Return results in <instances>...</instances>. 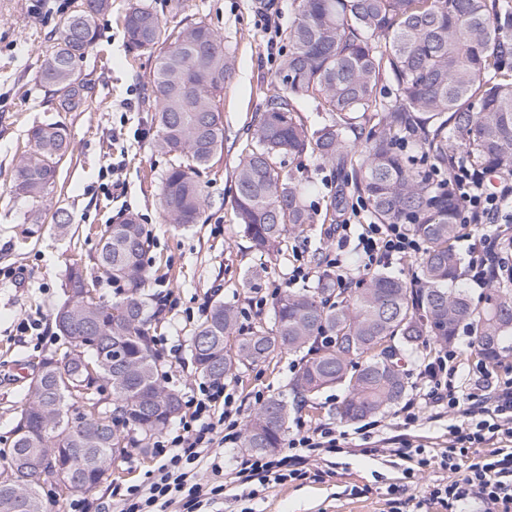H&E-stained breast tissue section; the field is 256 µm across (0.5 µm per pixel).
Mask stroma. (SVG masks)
I'll return each mask as SVG.
<instances>
[{
	"mask_svg": "<svg viewBox=\"0 0 512 512\" xmlns=\"http://www.w3.org/2000/svg\"><path fill=\"white\" fill-rule=\"evenodd\" d=\"M80 0H0V448L9 446L14 418L25 401L29 375L41 357L65 349L53 312L64 299L63 275L72 260L93 267L99 231L118 223L126 213H138L149 233L145 262L152 275L144 291L150 297L168 294L171 304L157 314L149 333L164 359L167 386L189 396L200 381L189 358L195 326L213 301L235 306L241 330L256 325L271 327L273 307L284 291L305 289V282H290L296 262L322 273L335 258V225L309 224L291 235L282 252L268 255L251 248L236 224L231 200L234 169L249 135L251 118L271 89L285 40L268 48L267 21L286 31L294 19V0H185L183 15L170 9L171 0H146L171 31L181 17L205 18L235 55L236 72L226 85L220 109L224 121V152L204 175L209 204L200 223L177 227L165 223L160 209V181L168 158L154 151L155 128L142 100L150 90L155 60L133 57L126 46L120 18L132 0H112V10L99 17V39L82 64V75L94 87L93 104L82 112H62L38 79L41 60L58 36L60 20ZM45 121L64 123L71 135L72 153L60 164L53 194L44 204L68 208L72 223L67 232L51 224L30 225V207L16 198L12 185L21 154L28 149L27 131ZM122 162L119 180L106 168ZM282 167L302 180L310 201L324 205L334 191H343L342 218H351L362 203L343 175L311 157L284 158ZM266 273L256 284H246L253 268ZM263 306H256V299ZM39 320L47 338L38 341L23 329ZM298 356L276 353L264 363L240 367L227 383L236 393L241 417H248L256 395L283 396L291 408L290 424L316 426L334 423L346 431L344 452H320L308 461V478L258 488L252 495L226 494L202 505L201 512H392L389 485H403L404 496H423L441 469L432 467L403 480L404 461L389 454L392 438L431 453L446 448L454 427L472 423L460 411L440 419L421 418L404 425L393 411L377 420L341 421L337 407L345 397L341 386L322 390L313 401L294 399L290 383ZM25 368L27 377L15 375ZM156 467L153 456L132 448L119 457L112 477L87 492V512H119L130 486L145 481Z\"/></svg>",
	"mask_w": 512,
	"mask_h": 512,
	"instance_id": "stroma-1",
	"label": "stroma"
}]
</instances>
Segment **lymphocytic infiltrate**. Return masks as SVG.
I'll return each instance as SVG.
<instances>
[{"label":"lymphocytic infiltrate","mask_w":512,"mask_h":512,"mask_svg":"<svg viewBox=\"0 0 512 512\" xmlns=\"http://www.w3.org/2000/svg\"><path fill=\"white\" fill-rule=\"evenodd\" d=\"M450 189L461 205L460 223H512V178L496 186L462 166L456 169ZM341 230V243L353 244L363 272L390 267L425 250L423 242L403 224H367L357 234L345 224ZM457 356L454 348L438 349L418 373L421 388L398 412L407 425L415 423L421 411L463 405L477 418L470 427L457 430L452 443L441 451L436 463L447 476L414 502L413 512H424L432 504L446 512H464L473 503L479 505L480 512H512V379L473 392L455 378ZM186 407L188 414L178 427L160 435L153 444V453L160 460L158 468L147 483L128 488L120 512H166L175 503L183 512H198L203 501L218 499L230 489L254 482L263 485L298 480L306 475L308 454L336 452L346 439L345 433L330 423L300 427L288 441L289 455H253L228 470L216 448L238 438L240 408L233 391L219 380L200 383ZM490 441L494 449L471 457L472 448ZM203 468L211 469L214 483L198 482L197 472Z\"/></svg>","instance_id":"1"}]
</instances>
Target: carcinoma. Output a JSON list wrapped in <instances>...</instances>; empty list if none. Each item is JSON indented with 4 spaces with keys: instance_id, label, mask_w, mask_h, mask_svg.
Listing matches in <instances>:
<instances>
[{
    "instance_id": "obj_1",
    "label": "carcinoma",
    "mask_w": 512,
    "mask_h": 512,
    "mask_svg": "<svg viewBox=\"0 0 512 512\" xmlns=\"http://www.w3.org/2000/svg\"><path fill=\"white\" fill-rule=\"evenodd\" d=\"M111 10L112 0H81L61 20L41 61L39 81L65 112L89 106L92 87L81 77V63L96 44L97 17ZM121 23L129 50L156 59L143 111L152 113L155 150L169 158L161 179L164 217L197 224L206 206L200 174L224 151L219 102L235 56L201 17L166 34L156 12L137 3ZM285 40L276 85L254 115L234 170L232 208L243 237L275 254L288 233L336 223L343 195L315 209L301 183L278 165L282 156L310 155L350 169L353 191L374 222L408 225L426 251L412 284L374 271L347 290L325 272L312 289L284 292L270 330L255 326L241 334L235 308L217 301L194 330L191 358L203 376L226 379L276 351L299 354L293 392L307 400L343 384L348 395L337 414L357 422L404 396L402 361L427 342L447 346L466 329L487 364L512 353V267L478 303L453 287L463 228L460 203L448 190L460 161L487 175L512 173V0H296ZM385 72L395 85L391 98L378 89ZM302 101L325 117L308 121ZM28 140L32 147L19 161L14 193L31 203L32 223L40 224L39 206L53 192L71 141L58 122L32 126ZM147 244L134 212L101 233L97 269L129 288L112 303L96 298L94 279L79 262L67 266L54 321L70 348L42 359L13 440L0 449L6 460L0 512H45L40 476L17 464L33 449H56L67 474L62 485L88 490L112 477L126 449L148 452L150 440L180 414L181 395L165 385L161 354L148 334ZM44 415L57 420L45 433L39 428ZM288 418L287 402L270 398L250 415L244 447L275 451ZM116 421L128 432L114 429ZM87 451L100 469H83Z\"/></svg>"
}]
</instances>
